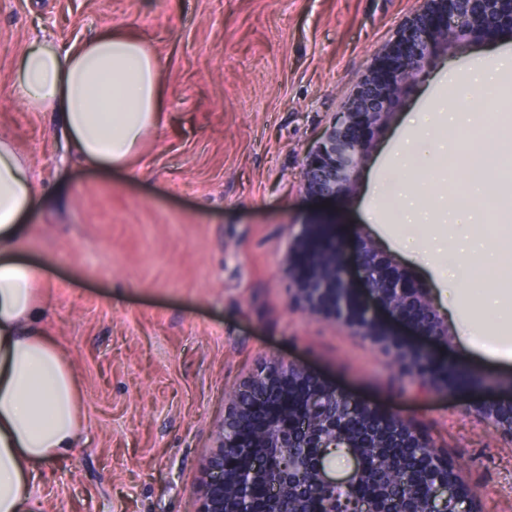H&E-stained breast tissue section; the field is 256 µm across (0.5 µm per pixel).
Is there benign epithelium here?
<instances>
[{"label":"benign epithelium","instance_id":"1","mask_svg":"<svg viewBox=\"0 0 512 512\" xmlns=\"http://www.w3.org/2000/svg\"><path fill=\"white\" fill-rule=\"evenodd\" d=\"M504 28L512 30V0H423L421 10L360 81L346 111L309 155L303 171L304 190L319 197L350 192L358 166L393 120L405 90L433 61L437 46L447 42L450 34L462 40ZM306 237L304 233L296 239L289 257L296 295L306 305L356 327L374 342L372 324L379 319L368 308L353 310L349 304V290L361 285L393 319L413 327L419 335H447V327L434 317L436 309L423 286L369 238L359 237L357 277L352 279L335 249L319 261L302 263ZM337 403L350 426L366 411L383 419L385 425L399 421L391 413L337 394L299 364L271 360L231 402L217 433L218 446L203 463L198 512H270L258 496L263 471L231 464L234 458L251 457L267 448L277 449L271 467L280 474L279 481L265 486L272 498L288 500V485L306 468L311 474L312 496L322 488L356 486L363 471L358 451L352 452L355 464L342 482L330 475L324 463L327 449L354 447L346 429L336 421ZM294 405L305 408L306 418L298 425L280 424V413ZM450 502L470 506L472 493L455 479L436 482L429 494V512H446Z\"/></svg>","mask_w":512,"mask_h":512}]
</instances>
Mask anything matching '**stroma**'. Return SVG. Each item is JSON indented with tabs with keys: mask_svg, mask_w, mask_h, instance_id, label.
Returning <instances> with one entry per match:
<instances>
[{
	"mask_svg": "<svg viewBox=\"0 0 512 512\" xmlns=\"http://www.w3.org/2000/svg\"><path fill=\"white\" fill-rule=\"evenodd\" d=\"M421 0H0V132L28 156L38 202L20 253L41 265L42 323L70 359L83 435L38 467L34 512H197L202 462L235 389L271 359L303 364L352 400L391 411L457 467L477 512H512V438L480 413L512 390L500 358L501 292L476 335H395L483 374L482 384L420 396L392 348L295 297L288 257L304 226L333 220L352 259L356 230L377 240L453 316L446 287L410 241L429 234L455 263L474 259L448 222L452 184L484 193L456 165L404 179L422 223L401 227L372 194L402 174L389 154L419 112L447 109L448 70L512 50V33L469 38L420 76L361 167L353 192L306 194L307 157L345 110ZM135 32L160 62L163 117L135 172L79 163L53 113L10 96L14 63L35 39L69 43ZM512 126V70L476 86L471 110Z\"/></svg>",
	"mask_w": 512,
	"mask_h": 512,
	"instance_id": "35a3bbf8",
	"label": "stroma"
}]
</instances>
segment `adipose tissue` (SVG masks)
Wrapping results in <instances>:
<instances>
[{"label": "adipose tissue", "instance_id": "adipose-tissue-1", "mask_svg": "<svg viewBox=\"0 0 512 512\" xmlns=\"http://www.w3.org/2000/svg\"><path fill=\"white\" fill-rule=\"evenodd\" d=\"M13 92L54 113L78 160L128 170L161 121L164 84L144 42L111 29L67 47L32 42ZM34 201L26 158L0 136V512H25L36 467L69 457L82 425L78 379L41 325V269L14 250Z\"/></svg>", "mask_w": 512, "mask_h": 512}]
</instances>
